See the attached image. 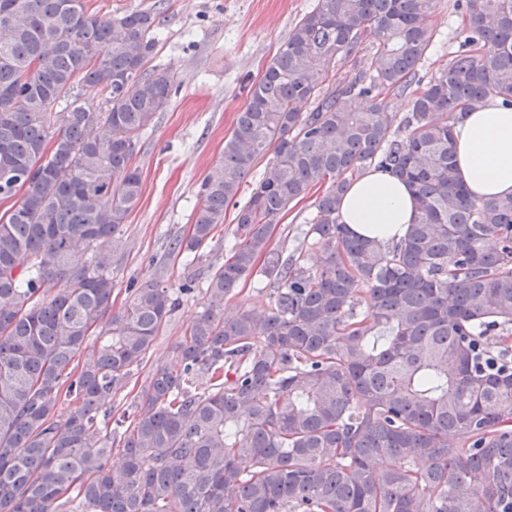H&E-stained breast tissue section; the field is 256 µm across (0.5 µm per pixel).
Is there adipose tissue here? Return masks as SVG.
Wrapping results in <instances>:
<instances>
[{"instance_id":"adipose-tissue-1","label":"adipose tissue","mask_w":512,"mask_h":512,"mask_svg":"<svg viewBox=\"0 0 512 512\" xmlns=\"http://www.w3.org/2000/svg\"><path fill=\"white\" fill-rule=\"evenodd\" d=\"M457 176L470 196L512 195V108L490 98L466 114L454 130ZM417 204L408 185L392 173L368 170L340 203V220L358 236L389 240L415 223Z\"/></svg>"}]
</instances>
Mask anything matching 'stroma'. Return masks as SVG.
I'll return each instance as SVG.
<instances>
[{
    "instance_id": "obj_1",
    "label": "stroma",
    "mask_w": 512,
    "mask_h": 512,
    "mask_svg": "<svg viewBox=\"0 0 512 512\" xmlns=\"http://www.w3.org/2000/svg\"><path fill=\"white\" fill-rule=\"evenodd\" d=\"M100 14L158 9L164 21L151 65L176 77L177 92L169 107L142 132L133 164L141 173L142 193L122 225L123 246L112 261L113 309H120L129 282L159 281L178 289L185 278H205L221 265L234 242V211L214 232L210 246L190 261L168 254L170 242L186 235L198 205V188L220 159L224 139L247 103L246 84L258 80L298 20L316 0H88ZM456 0H438L429 23L437 36L418 68L428 82L459 53L466 29ZM304 199L280 217L272 244L291 252L303 242L312 216ZM206 301L204 287L182 296L135 370L127 387L108 407L120 415L147 373L169 363L172 348Z\"/></svg>"
}]
</instances>
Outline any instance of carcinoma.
<instances>
[{"label":"carcinoma","mask_w":512,"mask_h":512,"mask_svg":"<svg viewBox=\"0 0 512 512\" xmlns=\"http://www.w3.org/2000/svg\"><path fill=\"white\" fill-rule=\"evenodd\" d=\"M436 5L317 0L294 25L202 179L189 235L169 246L197 254L233 204L230 255L172 362L111 428L101 408L178 306L144 283L107 316L142 190L131 160L175 86L147 67L163 18L0 0L18 14L0 28V202L22 194L0 215V512H512V196L469 197L453 148L464 113L489 97L512 107V0H458L465 44L422 87ZM367 35L375 72L338 77ZM407 91L409 111H392ZM372 166L415 197L398 239L339 221L350 179ZM318 185L311 268L271 233ZM257 274L267 308L224 316Z\"/></svg>","instance_id":"obj_1"}]
</instances>
